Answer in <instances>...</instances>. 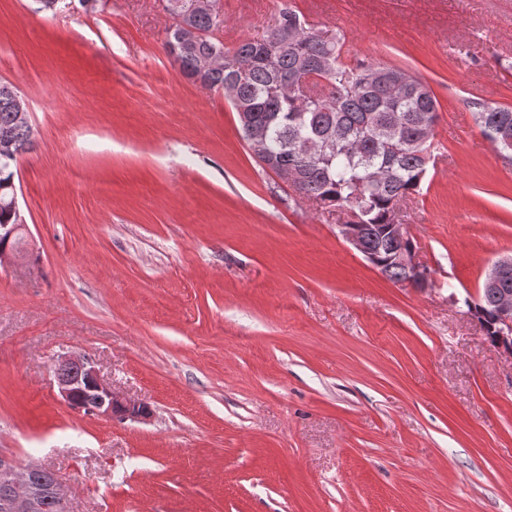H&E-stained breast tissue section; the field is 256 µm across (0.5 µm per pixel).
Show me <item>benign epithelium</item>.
<instances>
[{
    "instance_id": "1",
    "label": "benign epithelium",
    "mask_w": 512,
    "mask_h": 512,
    "mask_svg": "<svg viewBox=\"0 0 512 512\" xmlns=\"http://www.w3.org/2000/svg\"><path fill=\"white\" fill-rule=\"evenodd\" d=\"M340 236L354 249L364 254L360 242L358 225H338ZM391 238L401 247L395 251V258L407 272V283L426 287L429 272L420 265L412 249L402 247L410 236L403 224L390 225ZM15 237L28 240V224L0 225V238L11 241ZM497 322L500 327L499 347L506 353L512 352V297L505 294L496 303ZM78 367L82 377L73 381L64 371ZM61 399L73 410L86 411L96 417L109 420L135 421L146 423L151 420L152 411L146 404L131 399L106 383L100 376L94 361L86 355H65L58 358L53 366ZM44 471V467L34 463L21 464L7 454L0 453V484L6 489L5 509L8 512H42L44 504L52 503L54 512H67L66 498L59 480L45 487L34 480V475Z\"/></svg>"
}]
</instances>
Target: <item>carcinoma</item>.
Instances as JSON below:
<instances>
[{
    "mask_svg": "<svg viewBox=\"0 0 512 512\" xmlns=\"http://www.w3.org/2000/svg\"><path fill=\"white\" fill-rule=\"evenodd\" d=\"M189 24L201 33L192 46H179L178 30L169 29L166 54L181 73L191 79L200 62L219 56L221 61L203 78L215 91L224 83H238L239 103L251 109L252 123L263 133L261 151L252 157L274 173L286 169L292 186L303 200L329 212H351L360 225L365 246L378 250L385 242L387 225L400 205L416 194L428 168L413 145L421 124L438 119L437 101L422 81L401 93H391L369 82L374 64L347 65L342 60L344 37H324L306 27L291 7L280 11L276 24L259 40H243L232 47L212 36L220 27L213 7H197L199 0H173ZM304 80L296 93L282 87ZM20 97L11 84H0V136L11 148L0 149V187L14 177L19 156L33 146L31 125L19 116ZM483 135L498 143L503 159L512 163V149L501 143L499 132L512 135V108L467 99ZM8 192L0 190V225L22 222L13 211ZM505 291L512 293V275L497 288H482L477 300L487 307L488 333L497 335L493 302Z\"/></svg>",
    "mask_w": 512,
    "mask_h": 512,
    "instance_id": "carcinoma-1",
    "label": "carcinoma"
}]
</instances>
